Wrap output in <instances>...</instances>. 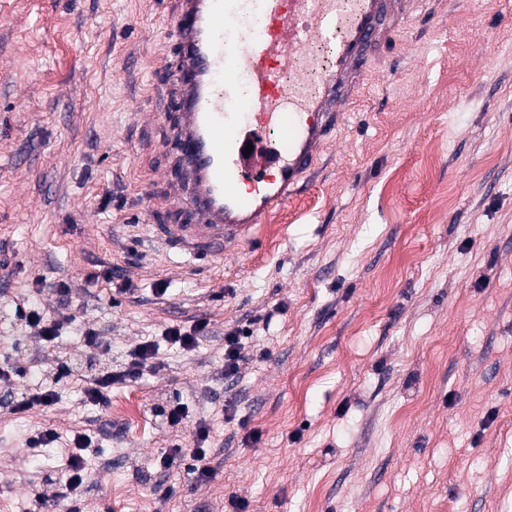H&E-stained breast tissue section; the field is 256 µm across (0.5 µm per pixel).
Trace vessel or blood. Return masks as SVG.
<instances>
[{"mask_svg":"<svg viewBox=\"0 0 512 512\" xmlns=\"http://www.w3.org/2000/svg\"><path fill=\"white\" fill-rule=\"evenodd\" d=\"M416 0H171L178 48L172 144L184 180L157 232L182 253L223 257L255 241L344 123L373 62ZM332 46L316 86L299 71ZM292 82L279 81L282 72Z\"/></svg>","mask_w":512,"mask_h":512,"instance_id":"b4317fda","label":"vessel or blood"}]
</instances>
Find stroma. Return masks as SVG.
<instances>
[{"instance_id": "obj_1", "label": "stroma", "mask_w": 512, "mask_h": 512, "mask_svg": "<svg viewBox=\"0 0 512 512\" xmlns=\"http://www.w3.org/2000/svg\"><path fill=\"white\" fill-rule=\"evenodd\" d=\"M383 57L258 241L191 258L155 231L176 221L165 0H0V367L72 370L23 415L29 379L0 382V512H59L83 429L82 512H512V0H417ZM22 301L62 320L57 352ZM149 341L138 381L87 401ZM199 420L203 481L160 464ZM247 361L248 359L240 352L239 336L234 333L224 336V372L226 375H238ZM57 401V393L51 387H44L35 393L22 396L14 403L12 410L15 414H24L34 406L51 407Z\"/></svg>"}]
</instances>
